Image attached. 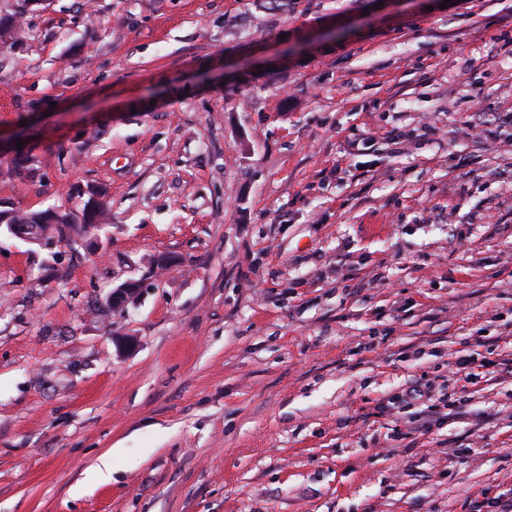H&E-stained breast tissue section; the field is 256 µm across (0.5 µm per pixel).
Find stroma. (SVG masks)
I'll list each match as a JSON object with an SVG mask.
<instances>
[{
    "label": "stroma",
    "mask_w": 512,
    "mask_h": 512,
    "mask_svg": "<svg viewBox=\"0 0 512 512\" xmlns=\"http://www.w3.org/2000/svg\"><path fill=\"white\" fill-rule=\"evenodd\" d=\"M21 26L0 190L99 191L112 222L0 232V512L512 504V0H45Z\"/></svg>",
    "instance_id": "35a3bbf8"
}]
</instances>
